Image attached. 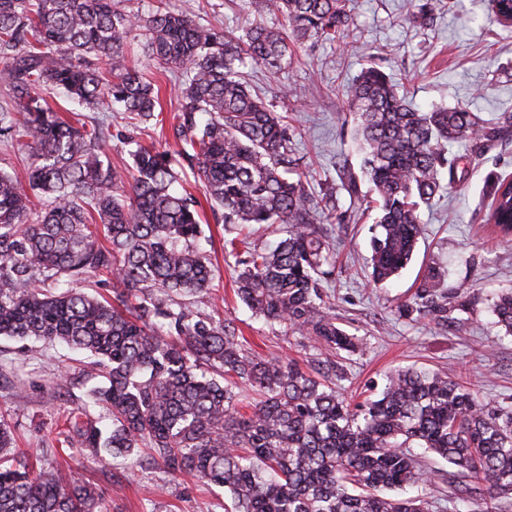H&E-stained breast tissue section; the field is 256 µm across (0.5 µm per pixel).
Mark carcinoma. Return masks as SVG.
Wrapping results in <instances>:
<instances>
[{"label":"carcinoma","mask_w":512,"mask_h":512,"mask_svg":"<svg viewBox=\"0 0 512 512\" xmlns=\"http://www.w3.org/2000/svg\"><path fill=\"white\" fill-rule=\"evenodd\" d=\"M347 0H252L283 14L288 28L257 23L241 36L205 25L189 10L123 11L114 0H0L3 75L13 105L0 109V139L23 144L26 179L45 208L31 218L19 178L0 170V337L65 345L92 360L90 387L68 412L62 444L100 461L141 447L174 478L224 487L226 512H430L407 497L429 480L423 448L448 462V501L460 486L480 495L473 512H509L512 410L487 402L446 375L416 368L386 376L381 392L353 404L337 393L339 362L359 340L328 312L324 282L334 248L320 224L327 206L305 187L291 157L285 116L242 79L246 61L276 74L293 46L344 40ZM161 71L180 79L173 127L178 151L137 149L118 169L101 131L54 111L50 90L94 112L102 103L133 120L154 116L157 95L140 71L122 66L129 38ZM361 173L374 186L378 215L369 277L399 275L422 232L420 208L456 182L463 143L475 160L512 133V114L489 121L466 107L423 112L371 65L348 85ZM203 193L239 227L279 224L275 246L235 256L236 293L271 327L313 343L310 369L247 350L234 322L196 311L213 280L195 246L197 201L176 191L183 164ZM448 171V184L441 172ZM297 174V179L289 178ZM486 223L512 241V180L488 186ZM45 272L107 273L113 300L78 288L43 291ZM446 272L428 269L406 316L447 311ZM190 294L196 304L177 297ZM495 324L512 336V289L497 295ZM0 512H106L92 488L29 469L0 423Z\"/></svg>","instance_id":"1"}]
</instances>
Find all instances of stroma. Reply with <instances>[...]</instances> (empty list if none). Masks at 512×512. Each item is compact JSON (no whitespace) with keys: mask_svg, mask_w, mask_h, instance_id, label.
Instances as JSON below:
<instances>
[{"mask_svg":"<svg viewBox=\"0 0 512 512\" xmlns=\"http://www.w3.org/2000/svg\"><path fill=\"white\" fill-rule=\"evenodd\" d=\"M428 2L434 22L424 28L406 18L411 0H349L353 23L346 44H305L278 74L254 64L243 73L254 92L286 116L293 153L311 191L337 200L331 226L336 267L327 294L337 323L364 342L358 352L344 356L337 390L360 401L381 388L390 371L416 366L463 378L493 405L512 408V337L499 332L491 315L496 293L512 288V243L500 241L485 222L488 183L512 179V138L493 143L481 164L460 171L457 183L423 209L413 260L377 288L368 283L375 216L370 186L361 179L356 191L348 192L337 168L341 162L354 172L360 167L344 91L370 61L416 106L464 104L490 120L512 113V27L492 21L488 0ZM121 6L139 14L188 7L199 22L237 36L257 20L286 23L277 12L255 15L244 0H122ZM123 63L160 85L162 121L137 122L104 108L92 115L61 95L49 97L65 118L96 117L106 152L118 168L129 163L130 151L137 148H174L170 121L178 89L177 81L145 55L141 40L133 41ZM179 189L199 201L201 246L214 273L212 299L200 306V313L235 320L246 347L261 355L292 358L309 367L316 352L307 340L272 330L235 296V258L224 250L225 240L237 234L234 226L225 223L223 211L204 202L193 175L183 177ZM432 263L447 269L446 286L466 302V310L401 315L399 305L412 297ZM81 368L61 348L33 355L20 342L0 339V419L10 425L18 447L31 449L35 468L97 487L108 512H224L230 497L223 488L174 479L147 449H140L143 464L134 469L121 458L104 465L88 455H68L58 432L89 387Z\"/></svg>","mask_w":512,"mask_h":512,"instance_id":"obj_1","label":"stroma"}]
</instances>
